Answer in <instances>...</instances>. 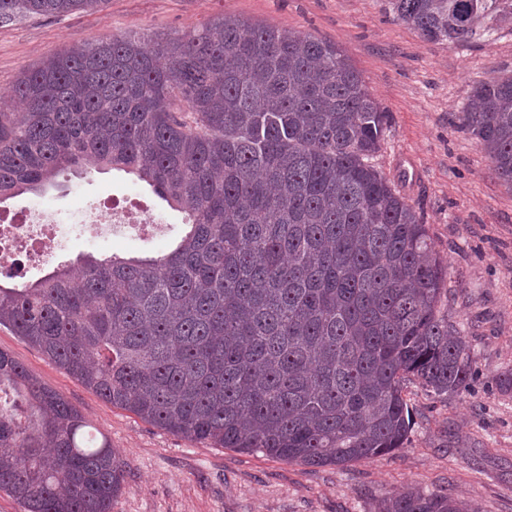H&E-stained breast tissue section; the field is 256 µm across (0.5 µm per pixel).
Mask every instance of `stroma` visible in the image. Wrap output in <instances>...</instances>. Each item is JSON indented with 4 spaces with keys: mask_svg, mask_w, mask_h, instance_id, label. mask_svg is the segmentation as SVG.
<instances>
[{
    "mask_svg": "<svg viewBox=\"0 0 512 512\" xmlns=\"http://www.w3.org/2000/svg\"><path fill=\"white\" fill-rule=\"evenodd\" d=\"M309 33L336 44L388 114L377 169L427 224L448 268L441 312L467 343L474 380L440 399L420 382L403 396L414 425L405 448L345 466H306L195 442L112 406L39 349L0 327V349L60 393L104 433L125 463L110 512H380L414 487L464 501L469 512H512V189L462 128L473 85L512 75V18L489 41L431 42L397 19L387 0H107L98 11L0 24V107L24 71L78 43L123 35L145 40L211 26L224 17ZM91 204L127 191L162 218L151 239L137 229L95 252L152 255L182 232L181 213L115 171L90 170L69 186L11 200L66 209L74 189Z\"/></svg>",
    "mask_w": 512,
    "mask_h": 512,
    "instance_id": "stroma-1",
    "label": "stroma"
}]
</instances>
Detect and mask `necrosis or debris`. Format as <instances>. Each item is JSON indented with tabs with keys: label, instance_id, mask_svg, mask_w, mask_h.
I'll use <instances>...</instances> for the list:
<instances>
[{
	"label": "necrosis or debris",
	"instance_id": "4bbe7bcc",
	"mask_svg": "<svg viewBox=\"0 0 512 512\" xmlns=\"http://www.w3.org/2000/svg\"><path fill=\"white\" fill-rule=\"evenodd\" d=\"M130 224L143 231L161 227L159 218L130 204L101 210L78 201L65 210H24L19 218L0 225V271H23L29 255L40 265L52 264L68 252L71 240L92 246Z\"/></svg>",
	"mask_w": 512,
	"mask_h": 512
}]
</instances>
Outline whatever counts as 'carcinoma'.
<instances>
[{
    "label": "carcinoma",
    "instance_id": "cac0c4a2",
    "mask_svg": "<svg viewBox=\"0 0 512 512\" xmlns=\"http://www.w3.org/2000/svg\"><path fill=\"white\" fill-rule=\"evenodd\" d=\"M105 0H0V22ZM430 41L484 38L512 0H389ZM0 109V205L79 168L133 175L183 214L155 256L86 254L0 281V326L104 401L222 448L344 466L399 450L402 392L469 388L437 309L448 269L372 163L386 112L335 45L224 18L164 44L114 36L26 71ZM465 128L512 186V77ZM0 350V490L24 512H109L107 437ZM383 512H463L408 490Z\"/></svg>",
    "mask_w": 512,
    "mask_h": 512
}]
</instances>
